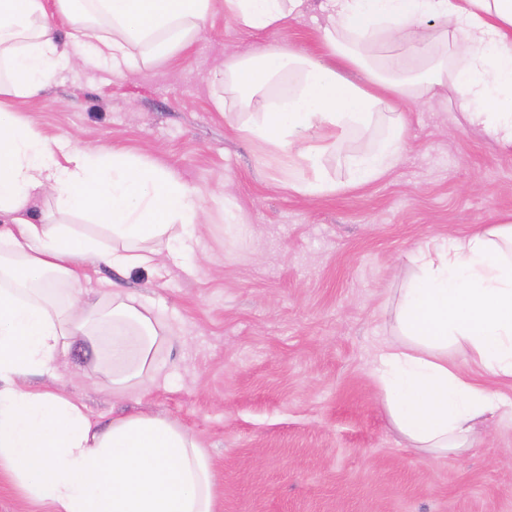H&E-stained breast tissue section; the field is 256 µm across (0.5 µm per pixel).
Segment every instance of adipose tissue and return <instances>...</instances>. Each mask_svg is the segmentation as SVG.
<instances>
[{"mask_svg":"<svg viewBox=\"0 0 512 512\" xmlns=\"http://www.w3.org/2000/svg\"><path fill=\"white\" fill-rule=\"evenodd\" d=\"M71 20L59 38L45 0H0V465L54 512H216L209 457L165 417L92 421L63 392L20 381L46 374L71 340L91 348L122 393L155 372L169 328L135 295L85 304L86 262L125 272L182 264L202 210L198 192L168 171L106 148L59 151L11 112L87 52L113 74L171 55L206 24L213 0H56ZM307 0H223L248 32L277 31ZM324 58L272 44L224 72L228 99L252 112L251 138L284 144L313 179L303 194L334 192L323 157L352 133L383 125L377 147L350 157L355 180L385 173L406 129L404 108L447 96L472 127L512 147V0H318ZM110 33H103V26ZM405 49L372 64L377 42ZM88 213L102 232L33 216L35 197ZM174 247L160 251L163 239ZM417 275L401 291L399 340L378 350L372 374L393 428L412 448L464 452L512 398V212L433 238L408 256Z\"/></svg>","mask_w":512,"mask_h":512,"instance_id":"adipose-tissue-1","label":"adipose tissue"}]
</instances>
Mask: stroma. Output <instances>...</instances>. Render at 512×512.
<instances>
[{
	"label": "stroma",
	"mask_w": 512,
	"mask_h": 512,
	"mask_svg": "<svg viewBox=\"0 0 512 512\" xmlns=\"http://www.w3.org/2000/svg\"><path fill=\"white\" fill-rule=\"evenodd\" d=\"M325 24L312 12L251 34L218 7L177 56L119 76L79 64L11 101L49 142L125 150L196 189L203 206L195 275L88 268L92 290L137 294L169 323L157 373L115 399L77 340L24 385L64 391L101 421H175L211 458L216 512H512L511 410L469 451L431 457L392 427L372 376L415 273L407 253L512 212V149L436 98L411 106L382 176L356 183L346 163L380 139L376 126L324 158L336 192L306 195L289 186L287 146L248 138L237 101L212 105L245 49L318 56Z\"/></svg>",
	"instance_id": "35a3bbf8"
}]
</instances>
